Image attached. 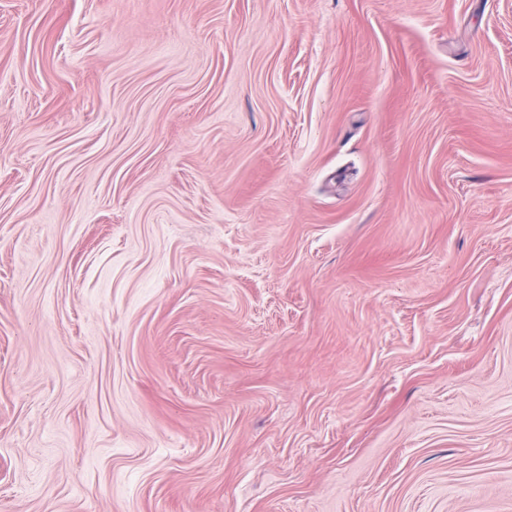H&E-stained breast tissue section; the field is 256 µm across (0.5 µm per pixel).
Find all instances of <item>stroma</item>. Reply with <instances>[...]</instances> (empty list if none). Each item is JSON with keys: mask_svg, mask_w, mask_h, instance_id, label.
Masks as SVG:
<instances>
[{"mask_svg": "<svg viewBox=\"0 0 512 512\" xmlns=\"http://www.w3.org/2000/svg\"><path fill=\"white\" fill-rule=\"evenodd\" d=\"M0 512H512V0H0Z\"/></svg>", "mask_w": 512, "mask_h": 512, "instance_id": "1", "label": "stroma"}]
</instances>
